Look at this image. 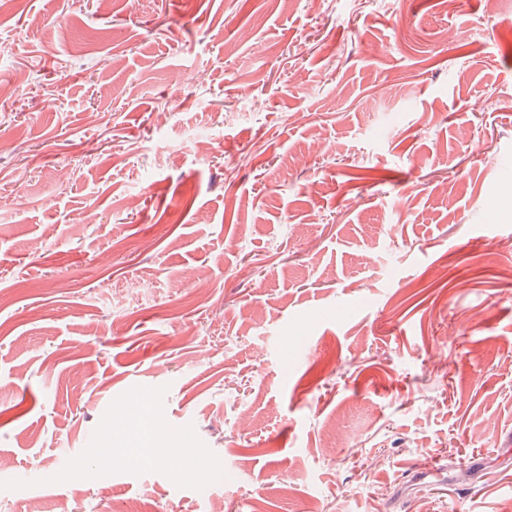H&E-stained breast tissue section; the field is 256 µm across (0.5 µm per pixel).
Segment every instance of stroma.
I'll return each instance as SVG.
<instances>
[{"label":"stroma","instance_id":"1","mask_svg":"<svg viewBox=\"0 0 512 512\" xmlns=\"http://www.w3.org/2000/svg\"><path fill=\"white\" fill-rule=\"evenodd\" d=\"M507 156L512 0H0V512H512ZM138 404L141 407L137 428L138 448L130 450L127 460L134 465L149 467L164 458L160 454V446L164 443L161 436L163 431L156 425L147 411L150 401L142 397Z\"/></svg>","mask_w":512,"mask_h":512}]
</instances>
